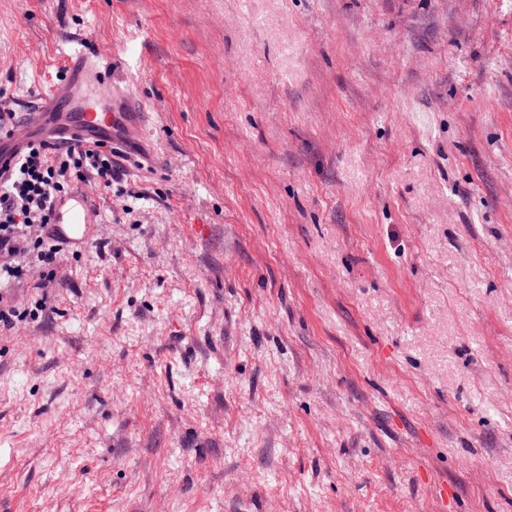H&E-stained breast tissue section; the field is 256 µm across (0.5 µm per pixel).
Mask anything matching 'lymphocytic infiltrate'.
Segmentation results:
<instances>
[{"mask_svg": "<svg viewBox=\"0 0 512 512\" xmlns=\"http://www.w3.org/2000/svg\"><path fill=\"white\" fill-rule=\"evenodd\" d=\"M116 179L111 150L28 141L0 175V287L27 281L57 287L59 260L69 242L55 224V206L76 183L95 181L108 194Z\"/></svg>", "mask_w": 512, "mask_h": 512, "instance_id": "obj_1", "label": "lymphocytic infiltrate"}]
</instances>
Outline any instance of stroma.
<instances>
[{
  "label": "stroma",
  "instance_id": "35a3bbf8",
  "mask_svg": "<svg viewBox=\"0 0 512 512\" xmlns=\"http://www.w3.org/2000/svg\"><path fill=\"white\" fill-rule=\"evenodd\" d=\"M144 112L0 333V512H512V0H0Z\"/></svg>",
  "mask_w": 512,
  "mask_h": 512
}]
</instances>
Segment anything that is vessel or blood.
Here are the masks:
<instances>
[{"label":"vessel or blood","instance_id":"vessel-or-blood-1","mask_svg":"<svg viewBox=\"0 0 512 512\" xmlns=\"http://www.w3.org/2000/svg\"><path fill=\"white\" fill-rule=\"evenodd\" d=\"M111 69V57L89 49L71 56L67 62L66 83L49 89L43 103L30 112L27 131L15 132L14 143L24 145L31 129H43L52 137L66 138L85 147L119 132L139 130L142 115L124 98L113 93L105 97L98 94ZM89 212L87 200L81 197L58 205L56 222L70 241L89 242Z\"/></svg>","mask_w":512,"mask_h":512}]
</instances>
